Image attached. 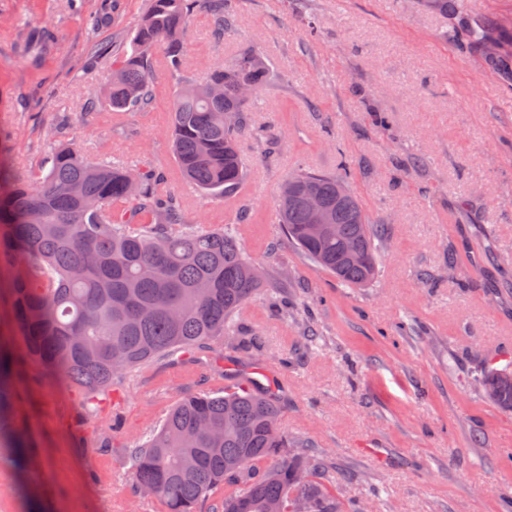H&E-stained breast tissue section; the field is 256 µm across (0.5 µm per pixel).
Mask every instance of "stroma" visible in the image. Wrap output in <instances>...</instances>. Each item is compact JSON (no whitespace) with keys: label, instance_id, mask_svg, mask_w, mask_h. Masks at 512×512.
I'll list each match as a JSON object with an SVG mask.
<instances>
[{"label":"stroma","instance_id":"1","mask_svg":"<svg viewBox=\"0 0 512 512\" xmlns=\"http://www.w3.org/2000/svg\"><path fill=\"white\" fill-rule=\"evenodd\" d=\"M464 2L512 52V0ZM80 3L76 14L67 0H0V164L25 176L57 129L92 157L163 168L188 222L249 226L240 242L271 277L237 316L238 335L205 355L132 370L99 405L17 363L1 415L0 512H162L136 495L130 448L178 400L261 372L280 387L282 428L320 455L319 480L342 512H512V413L477 382L488 363L512 359V274L467 288V269L445 273L449 246L465 243L486 269L512 271V89L421 0H230L234 29L220 44L196 12L193 72L244 48L273 68L250 118L274 141L242 136L243 185L207 200L170 153L175 92L165 72L146 111L115 112L99 98L112 55L88 46L120 44L143 0H119L94 36L81 15L103 0ZM46 28L51 39L38 40ZM374 110L387 127L373 125ZM342 159L371 220L387 228L379 282L368 288L313 270L275 210L289 173L332 172ZM425 271L435 287L421 283ZM20 438L30 445L26 474L14 463Z\"/></svg>","mask_w":512,"mask_h":512}]
</instances>
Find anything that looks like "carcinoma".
<instances>
[{
    "label": "carcinoma",
    "mask_w": 512,
    "mask_h": 512,
    "mask_svg": "<svg viewBox=\"0 0 512 512\" xmlns=\"http://www.w3.org/2000/svg\"><path fill=\"white\" fill-rule=\"evenodd\" d=\"M455 32L468 51L493 38L455 6ZM200 8L214 39L233 27L225 0H146L130 49L120 55L104 86L114 112H142L156 93L157 69L177 87L171 111L172 156L183 177L214 199L234 196L246 177L239 139L250 129L258 145L263 126L248 127L254 98L271 70L255 49L219 62L199 80L187 66L186 37ZM512 86V54L487 60ZM219 85L224 95L209 89ZM234 112L238 121L224 122ZM340 161L334 173L298 168L282 183L276 202L288 239L317 270L348 288H366L379 276L385 227L371 223ZM165 175L141 164L93 159L76 145L51 148L30 176L0 189V268L23 261L8 280L17 336L43 371L85 395L100 397L126 373L171 352L201 355L211 342L234 332L232 317L261 291L269 273L252 275L235 231L206 230L185 221L180 200L162 191ZM323 200L332 232L307 234L308 189ZM355 243L361 258L344 246ZM12 380V360L0 351V412ZM488 401L512 411V365L490 367L482 377ZM278 390L252 381L224 394L181 399L159 428L129 449L137 491L152 490L164 512H196L224 487L221 512H337L336 497L316 481L321 459L308 450L287 452Z\"/></svg>",
    "instance_id": "obj_1"
}]
</instances>
